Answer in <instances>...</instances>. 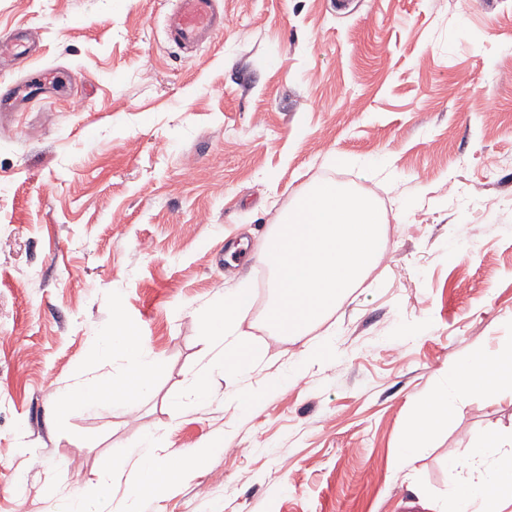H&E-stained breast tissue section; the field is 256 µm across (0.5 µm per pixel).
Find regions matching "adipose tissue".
Returning a JSON list of instances; mask_svg holds the SVG:
<instances>
[{
	"mask_svg": "<svg viewBox=\"0 0 512 512\" xmlns=\"http://www.w3.org/2000/svg\"><path fill=\"white\" fill-rule=\"evenodd\" d=\"M252 299L249 288H234L201 310V332L213 354L189 375L184 394L188 404L202 406L208 402L214 376L243 382L261 367L263 350L247 341L241 332V316L250 308ZM94 342L98 361L116 357L123 360L122 374L109 380L90 373L80 375L59 393V409L76 406L92 410L103 399L127 406L134 397L150 392L159 362L134 325L122 320L113 322L96 334ZM508 365L512 366V339L501 342L495 350L479 351L456 363L450 370L449 386L430 390L420 398L398 449L403 464L411 465L438 429L450 423L461 393L512 392V373L504 371ZM162 448L160 435L144 434L137 446L124 450L121 462L101 471L92 496L69 499L62 510L56 495H49L47 512H99L96 500L121 484L128 487L134 501H162L187 472L201 469L222 453L224 440L212 438L175 463L162 455ZM440 512H512V432L477 436L449 460L448 491Z\"/></svg>",
	"mask_w": 512,
	"mask_h": 512,
	"instance_id": "1",
	"label": "adipose tissue"
}]
</instances>
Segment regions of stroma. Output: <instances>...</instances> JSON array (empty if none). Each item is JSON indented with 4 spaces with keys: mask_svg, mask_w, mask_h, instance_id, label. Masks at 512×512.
<instances>
[{
    "mask_svg": "<svg viewBox=\"0 0 512 512\" xmlns=\"http://www.w3.org/2000/svg\"><path fill=\"white\" fill-rule=\"evenodd\" d=\"M224 16L189 59L161 0H0V35L35 28L37 67L76 78L0 112V512H44L62 458V493H88L149 431L174 456L225 446L161 512H435L449 458L512 430V394L472 391L412 465L397 456L422 395L512 336V0H224ZM323 180L386 211L382 261L302 339L249 309L259 412L220 376L210 406L174 409L206 353L200 308L242 280L271 303L259 245ZM236 243L250 262L225 267ZM117 314L161 364L151 394L59 415L58 388L122 369L93 360ZM328 338L335 357L308 361Z\"/></svg>",
    "mask_w": 512,
    "mask_h": 512,
    "instance_id": "35a3bbf8",
    "label": "stroma"
}]
</instances>
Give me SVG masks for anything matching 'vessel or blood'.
<instances>
[{
    "instance_id": "vessel-or-blood-1",
    "label": "vessel or blood",
    "mask_w": 512,
    "mask_h": 512,
    "mask_svg": "<svg viewBox=\"0 0 512 512\" xmlns=\"http://www.w3.org/2000/svg\"><path fill=\"white\" fill-rule=\"evenodd\" d=\"M167 5L163 20L165 40L183 54H193L202 44L212 42L224 28L221 0H167ZM38 52L36 39L26 29L14 30L0 40V54H7L12 65L23 73L21 83L0 85V110H15L29 100L32 90L49 84V73L28 68Z\"/></svg>"
}]
</instances>
